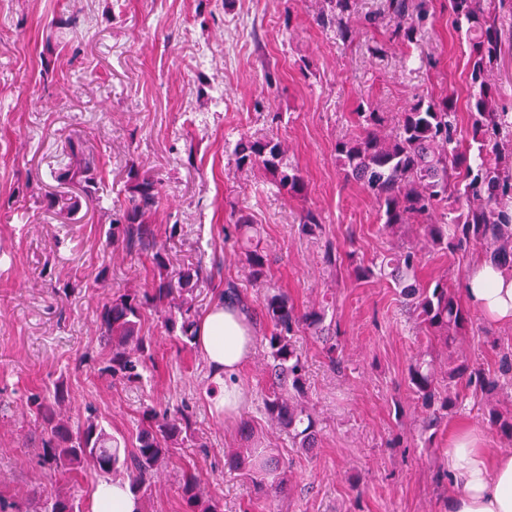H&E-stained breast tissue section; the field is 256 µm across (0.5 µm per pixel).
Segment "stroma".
Instances as JSON below:
<instances>
[{"instance_id": "35a3bbf8", "label": "stroma", "mask_w": 512, "mask_h": 512, "mask_svg": "<svg viewBox=\"0 0 512 512\" xmlns=\"http://www.w3.org/2000/svg\"><path fill=\"white\" fill-rule=\"evenodd\" d=\"M385 0H355L348 18L353 41L338 39L314 18L320 0H6L9 27L0 30V512H28L33 492L64 486L37 463L35 416L28 392L64 381L70 417L95 414L118 438H131L144 406L185 405L202 445L175 449L152 487L150 512H186L181 475L193 467L206 500L223 512H443L450 480L445 448L471 430L495 453L512 441L490 429L480 410L464 404L431 445L398 446L418 412L407 368L426 345L385 278L357 280L398 247L416 244L420 230L382 231L379 207L359 184L345 180L337 140L353 132L366 106L398 114L417 97L448 94L466 100L468 42L448 0H432L418 44L392 45L378 19ZM383 54H373V47ZM52 72H44V60ZM274 85H267L266 77ZM223 107H216V95ZM278 138L298 166L304 197L278 192L259 169L239 168L231 154L245 134ZM82 143L98 161L97 175L115 192L127 189V167L163 183L153 215L157 242L173 264L204 258L209 274L194 292L207 311L225 281L249 303L265 290L244 272L245 252L258 245L267 275L298 312L326 310L338 338L341 371L329 366L325 343L295 335L306 358L307 400L319 432L316 447L293 446L270 425L262 399L268 375L262 353L243 370L244 398L225 414L199 349L178 348L162 313L147 311L142 335L152 359L142 383L123 385L82 364L99 349L96 308L120 289L158 280L148 250L105 243L103 216L80 210L63 221L49 209L62 193L52 171L68 161L67 142ZM323 218L307 232L304 209ZM253 231L241 236L236 215ZM177 226L175 237L166 230ZM343 262H325L328 247ZM469 256L432 251L421 280L446 279L461 288ZM512 325L482 314L463 342L471 359L497 370ZM262 432L288 478L276 500L255 494L228 465L245 447V428Z\"/></svg>"}]
</instances>
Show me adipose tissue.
Instances as JSON below:
<instances>
[{"mask_svg": "<svg viewBox=\"0 0 512 512\" xmlns=\"http://www.w3.org/2000/svg\"><path fill=\"white\" fill-rule=\"evenodd\" d=\"M470 304L487 318L512 324V275L484 258L471 263L463 281ZM196 342L213 379L227 384L238 378L254 352V330L237 306L215 300L197 327ZM452 491L446 512H512V454H492L480 436L466 431L445 450ZM140 503L128 483H100L92 512H139Z\"/></svg>", "mask_w": 512, "mask_h": 512, "instance_id": "adipose-tissue-1", "label": "adipose tissue"}]
</instances>
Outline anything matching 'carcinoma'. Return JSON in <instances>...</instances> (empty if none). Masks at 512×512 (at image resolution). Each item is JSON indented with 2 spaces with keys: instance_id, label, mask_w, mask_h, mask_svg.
Instances as JSON below:
<instances>
[{
  "instance_id": "cac0c4a2",
  "label": "carcinoma",
  "mask_w": 512,
  "mask_h": 512,
  "mask_svg": "<svg viewBox=\"0 0 512 512\" xmlns=\"http://www.w3.org/2000/svg\"><path fill=\"white\" fill-rule=\"evenodd\" d=\"M315 17L317 25L332 28L343 41L355 37L347 16L353 0H321ZM508 0H449L456 22L466 23L469 53V94L466 111L472 140L478 144L474 159L465 146L462 117L452 95L420 97L405 112L392 119L372 106L356 113L357 132L336 143V161L344 176L360 183L377 201L382 229L391 232L402 224H417L422 239L381 260L376 269L357 268L355 277L367 279L379 273L400 288L408 312L416 316L429 340L448 349L457 347L472 326L470 310L462 306L448 279L424 284L418 276L422 255L431 251L464 252L474 244L485 249V259L512 272V113L499 108L497 89L489 76L501 55L503 32L501 11ZM389 15L388 41L410 45L429 18L428 0H386ZM231 154L241 168H261L271 181L289 196H304L305 180L298 167L285 162L281 142L268 135L240 137ZM70 161L53 173L60 185L77 186L83 197L56 195L50 207L58 206L68 216L82 206L81 200L94 201L103 208V197L95 187L96 159L81 145L69 143ZM127 177L130 195L124 201L122 216L110 221L106 243L127 251L156 245L155 226L149 215L156 211L162 182L139 175L131 164ZM153 261L161 270L154 287L143 291L129 289L113 296L96 311L100 346L105 357L96 359L98 371L112 381L139 384L147 367L149 342L140 335L144 313L155 310L167 314L165 325L179 331L174 340L183 348L195 345V304L184 298L202 274V266L173 268L157 251ZM249 278L264 276L266 255L251 249L245 255ZM259 307H252L232 282L224 288V300L235 304L250 318L264 323L269 332L262 336L266 367L270 373L264 398L268 421L288 433L300 448H313L317 440L316 421L306 392V361L293 341L303 328L321 332L325 314L311 310L300 314L288 295L271 282ZM479 399L491 425L512 441V411L498 408L496 395L512 387V351L502 350L498 371L458 353V363L443 368L430 352L421 354L407 368V387L421 407L419 436H434L445 418L458 407L462 397L455 382ZM71 401L62 382L53 388L28 393L27 409L33 411L40 428V465L78 484L79 474L90 469L107 480L128 479L139 495L141 512H147L144 492L151 487L155 473L167 464L173 448L196 440V421L184 408H147L131 444L120 445L88 414L73 421L62 412ZM234 467L245 471L253 486L267 493L280 494L287 476L273 462L259 439L252 440L246 455L231 454ZM182 494L187 512H223L220 505L201 498L197 477L185 472ZM80 506L70 494L56 493L43 503L39 512H78Z\"/></svg>"
}]
</instances>
